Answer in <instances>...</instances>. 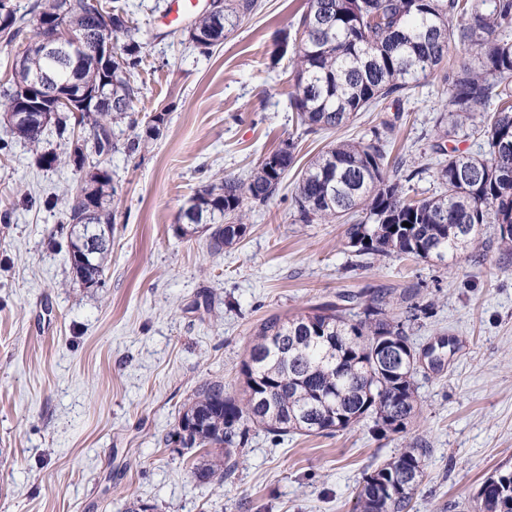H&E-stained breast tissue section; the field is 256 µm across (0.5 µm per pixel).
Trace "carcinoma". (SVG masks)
Masks as SVG:
<instances>
[{"label":"carcinoma","mask_w":512,"mask_h":512,"mask_svg":"<svg viewBox=\"0 0 512 512\" xmlns=\"http://www.w3.org/2000/svg\"><path fill=\"white\" fill-rule=\"evenodd\" d=\"M87 0H41L32 5L39 16L64 23L77 33L96 27ZM101 14L112 23V37L127 38L120 59L35 57L29 42L15 53L19 80L47 73L46 89L81 95L86 102L80 124L89 130L99 156L116 149L114 127L131 118L141 88L134 74L143 63L141 44L133 37V21L112 0H98ZM258 0H224L221 20L205 12L194 22L198 47L209 50L255 13ZM27 29L25 15L0 8V41L16 43ZM294 47L296 93L291 106L306 132L338 130L358 113L388 99L401 100L448 61L457 45L470 59L443 72L448 83L446 113L436 119L443 139L475 123L483 152L470 154L441 143L435 176L440 191L419 200L408 196L418 171L403 161L390 162L382 122L371 139L338 141L312 159L291 197L297 224H346V246L358 256H413L443 261L477 249L483 227L497 225L500 245L512 250V0H307L299 19ZM107 92L109 105L96 102ZM11 135L29 145L38 164L61 161L74 171L87 164V141H68L64 155L41 151L43 130L19 124ZM295 163V144L268 153L247 180L227 176L208 184L193 198L192 214L182 219L198 232L206 225L213 254L238 244L248 232V205L266 204L279 190ZM77 183L64 213L69 249L76 247L81 225L76 219L88 206L112 221V178L101 180L81 198ZM410 226L405 227L403 223ZM105 243L91 263L70 264L81 283L104 276ZM410 355L414 347L407 324L391 312L388 293L376 291L354 313L333 304L315 307L287 319L262 322L242 362V396L232 395L224 381L208 379L183 404L179 422L190 425L182 437L195 458L191 473L200 483L221 484L234 451L246 446L250 431L261 428L275 436L341 431L365 417L373 419L378 437L406 434L418 406L414 375L397 370L393 351ZM429 449L408 446L365 475L356 496V512H409L424 476ZM469 512H512V471L486 478Z\"/></svg>","instance_id":"carcinoma-1"}]
</instances>
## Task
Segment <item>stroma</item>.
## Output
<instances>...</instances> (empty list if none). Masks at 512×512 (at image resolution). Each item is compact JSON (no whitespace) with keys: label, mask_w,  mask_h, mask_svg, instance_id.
Listing matches in <instances>:
<instances>
[{"label":"stroma","mask_w":512,"mask_h":512,"mask_svg":"<svg viewBox=\"0 0 512 512\" xmlns=\"http://www.w3.org/2000/svg\"><path fill=\"white\" fill-rule=\"evenodd\" d=\"M143 63L137 127L120 125L118 149L89 155L115 189L112 249L103 283L73 279L65 202L77 181L66 163L37 164L0 126V512H353L365 474L405 441L429 451L411 512H467L482 481L512 469V255L493 226L483 261L358 256L343 225L296 224L291 196L311 159L340 140L372 137L395 121L393 154L417 168L412 197L439 191L434 120L448 86L430 76L401 102L359 113L348 126L305 133L282 32L297 29L306 0H260L224 43L205 53L187 39L191 19L167 24L170 0H127ZM167 119L141 151L151 115ZM294 140L279 192L249 213L243 240L211 254L204 234L183 235L182 208L203 186L247 178ZM404 289L432 305L410 323L423 351L417 412L407 436L376 438L363 419L330 435L277 438L252 429L223 484H201L192 459L164 437L208 379L240 393L254 330L337 301L340 294Z\"/></svg>","instance_id":"stroma-1"}]
</instances>
